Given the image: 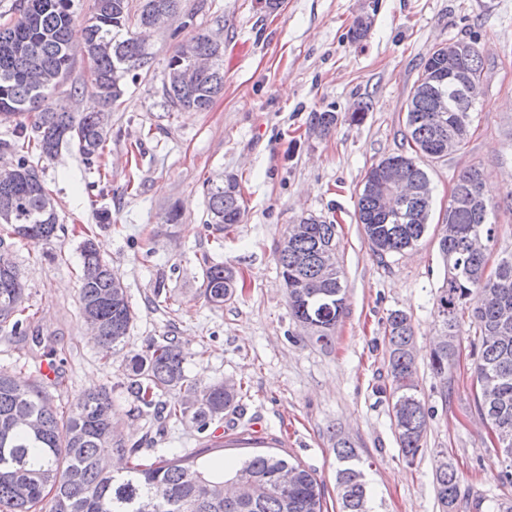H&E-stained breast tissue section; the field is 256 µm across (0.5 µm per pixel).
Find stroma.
Listing matches in <instances>:
<instances>
[{
  "label": "stroma",
  "mask_w": 512,
  "mask_h": 512,
  "mask_svg": "<svg viewBox=\"0 0 512 512\" xmlns=\"http://www.w3.org/2000/svg\"><path fill=\"white\" fill-rule=\"evenodd\" d=\"M193 24L146 34L151 65L131 72L112 105L100 171L87 169L76 142L45 158L0 123V165L37 159L58 215L50 244L11 236L0 241L25 283L27 333L0 326V370L30 384L43 363L57 409L84 392L106 390L123 438L154 458L197 454L199 462L235 466L273 452L308 470L324 492L326 512H340L333 432L371 462L374 512H440L434 476L452 463L460 476L459 512H496L512 500L507 465L476 409L474 364L462 342L443 399L427 357L439 332L435 298L445 267L438 222L463 169H484L500 203L494 253L512 250V0H184ZM372 13L367 36L354 40L359 16ZM198 31L221 32L224 91L205 112L173 108L163 97L167 60ZM474 41L485 62V94L472 113L466 150L423 160L434 187L430 226L415 249L378 259L355 217L357 193L372 164L399 151L405 102L436 46ZM368 103L362 122L350 113ZM339 120L329 135L309 132L313 112ZM234 174L243 223L209 224L206 185ZM181 212L168 224L170 208ZM111 221L99 223V210ZM313 214L337 223L336 258L348 289L347 311L330 345L316 343L288 309L275 252L287 225ZM95 238L120 276L136 318L126 346L104 353L80 317L79 247ZM221 263L244 278L241 296L213 308L203 297L206 265ZM409 313L421 396L434 413L422 451L406 462L390 410L384 322ZM170 340L186 355L185 373L205 387L247 382L249 392L223 419L198 429L138 406L126 387L124 359L153 341Z\"/></svg>",
  "instance_id": "stroma-1"
}]
</instances>
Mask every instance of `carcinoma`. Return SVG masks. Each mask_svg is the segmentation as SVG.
I'll return each instance as SVG.
<instances>
[{"label": "carcinoma", "instance_id": "1", "mask_svg": "<svg viewBox=\"0 0 512 512\" xmlns=\"http://www.w3.org/2000/svg\"><path fill=\"white\" fill-rule=\"evenodd\" d=\"M182 0H94L92 23L79 24L73 0H19L14 16L0 21V112L23 116L17 134L32 130L34 148L50 157L65 140L77 142L88 169L99 167L109 131L112 102L122 94L121 80L144 68L150 54L135 29L152 25L160 11L180 12ZM90 60V83L71 94L88 96L84 112H70L54 100L73 64L75 39ZM193 51L210 59L206 70H192L180 44L167 68L183 80L163 86L167 102L178 109L204 112L224 91V44L198 32L189 39ZM466 67L478 79L485 69L473 42L468 43ZM448 47L434 49L405 104L401 150L382 157L367 172L357 194V223L374 255L383 260L418 246L425 235L433 205V188L421 159L448 157L467 147L472 120L459 111L460 101L448 88ZM337 113L311 115L310 125L327 135ZM396 165L421 188L392 212L379 204L386 170ZM17 179L0 183V226L34 245L56 236L57 216L36 166L21 155L15 161ZM483 169L471 166L459 173L448 207L447 234L438 240L446 274L436 298L440 336L429 354L434 375L448 381L461 341L464 319L477 340L471 344L477 391L476 405L495 431L512 438V252H503L495 268L488 256L495 241L500 203L484 195ZM210 223L218 230L242 223L244 200L238 179L227 174L206 192ZM336 246V225L319 216L305 217L304 231L286 230L276 249L288 306L294 319L313 317L322 328L317 341H331L347 309L341 269L322 268V253ZM81 317L95 319L94 340L108 350L125 343L135 318L127 290L115 276L96 244L80 247ZM204 297L221 307L238 288L236 271L222 264L204 270ZM25 285L6 253H0V323L26 334L21 308ZM483 305L466 312L473 293ZM387 375L392 407H401L394 425L403 458L411 463L423 448L431 411L419 395L414 328L411 317L394 310L386 318ZM185 357L173 342H152L127 357L125 377L132 397L168 419L191 418L204 430L221 419L245 395L242 382L194 387L185 374ZM179 396L161 401L165 391ZM337 462L341 512H369L365 460L347 437L332 435ZM436 498L442 512H456L460 476L451 465L435 474ZM0 512H324L317 479L298 463L275 454H255L228 475L213 474L192 454L144 463L138 449L117 435L111 420V398L104 391L82 395L67 413L51 404L43 388L22 385L0 372Z\"/></svg>", "mask_w": 512, "mask_h": 512}]
</instances>
